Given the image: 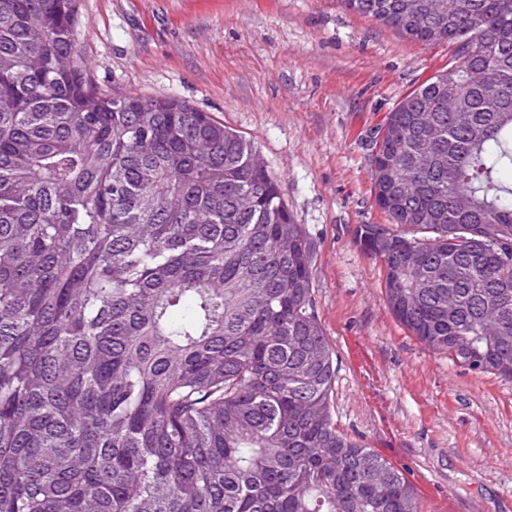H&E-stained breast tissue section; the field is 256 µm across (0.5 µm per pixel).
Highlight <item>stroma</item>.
Returning a JSON list of instances; mask_svg holds the SVG:
<instances>
[{
  "mask_svg": "<svg viewBox=\"0 0 512 512\" xmlns=\"http://www.w3.org/2000/svg\"><path fill=\"white\" fill-rule=\"evenodd\" d=\"M78 49L113 95L174 96L248 140L313 244L315 308L337 358V427L400 470L419 512H512V379L417 340L354 239L386 218L373 141L448 63L339 0H79Z\"/></svg>",
  "mask_w": 512,
  "mask_h": 512,
  "instance_id": "stroma-1",
  "label": "stroma"
}]
</instances>
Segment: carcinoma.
I'll return each instance as SVG.
<instances>
[{
	"mask_svg": "<svg viewBox=\"0 0 512 512\" xmlns=\"http://www.w3.org/2000/svg\"><path fill=\"white\" fill-rule=\"evenodd\" d=\"M341 2L451 50L354 238L417 339L512 379V0ZM77 3L0 0V512H418L336 427L279 182L208 113L94 89Z\"/></svg>",
	"mask_w": 512,
	"mask_h": 512,
	"instance_id": "cac0c4a2",
	"label": "carcinoma"
}]
</instances>
